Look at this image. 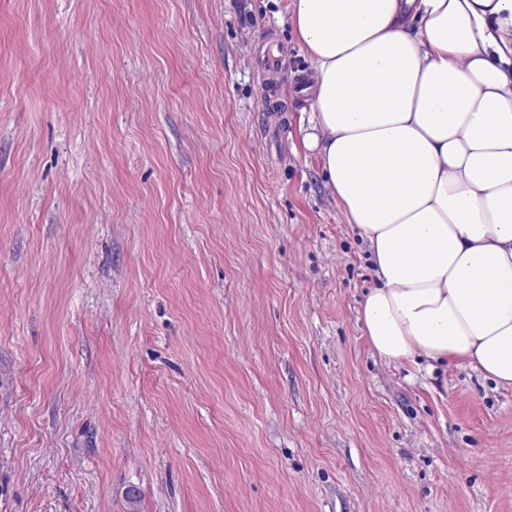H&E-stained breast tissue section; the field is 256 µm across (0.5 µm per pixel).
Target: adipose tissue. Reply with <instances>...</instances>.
Returning a JSON list of instances; mask_svg holds the SVG:
<instances>
[{
    "label": "adipose tissue",
    "instance_id": "obj_1",
    "mask_svg": "<svg viewBox=\"0 0 512 512\" xmlns=\"http://www.w3.org/2000/svg\"><path fill=\"white\" fill-rule=\"evenodd\" d=\"M326 187L379 281L381 359L512 388V0H291Z\"/></svg>",
    "mask_w": 512,
    "mask_h": 512
}]
</instances>
